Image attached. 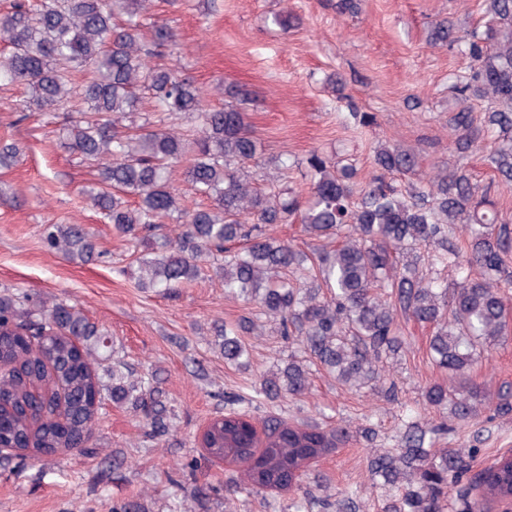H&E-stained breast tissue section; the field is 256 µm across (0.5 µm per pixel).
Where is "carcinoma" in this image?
I'll list each match as a JSON object with an SVG mask.
<instances>
[{
	"label": "carcinoma",
	"mask_w": 512,
	"mask_h": 512,
	"mask_svg": "<svg viewBox=\"0 0 512 512\" xmlns=\"http://www.w3.org/2000/svg\"><path fill=\"white\" fill-rule=\"evenodd\" d=\"M486 32L459 34L449 18L435 22L430 44L457 49L466 70L456 85L464 100L488 102L474 125L461 108L449 119L455 149L478 147L479 133L494 138L488 159L503 185H512V0H485ZM0 87H16L18 120L46 121L64 106L75 120L60 129L69 151L95 165L96 182L86 195L104 222L135 246L150 251L137 258L141 287L168 293L204 274L209 257L224 280V294L254 306L257 315L279 322L281 334L295 336L310 358L336 381L361 388L384 378V361L397 356L405 341L398 316L435 328L429 348L439 369L463 374L482 351L512 331L501 283H512L504 260L512 239L509 222L488 206L467 171L440 169L426 183L391 175L411 174L418 154L385 146L374 156L375 173L354 189L351 167L317 151L307 159L309 196L300 200L288 188V158L277 159L280 187H260L257 139L244 113L226 102L212 106L194 84L164 61L163 49L176 44L171 28L148 17L147 0H10L0 13ZM151 113L134 119L143 100ZM172 115L184 127L166 125ZM22 153L16 142H0V168ZM182 170L197 193L209 200L191 206L173 184ZM134 201H129V198ZM181 230L161 233L171 217ZM299 221L303 232L336 239L318 252V266L290 243L274 237L276 224ZM457 226L468 240L448 238ZM46 246L66 256L91 258L92 235L81 224H49ZM243 243L234 251L231 245ZM453 267V282L432 275V267ZM0 403L10 408L0 423V446L21 457L75 451L94 429L104 385L93 368L95 352L109 348V337L92 326L82 310L36 303L30 294L0 295ZM259 324L242 319L215 326L224 359L241 366L248 359L242 336ZM46 388L57 398L45 408L31 404V391ZM309 372L290 359L262 378L256 390L269 400L308 393ZM430 407L452 406L467 419L479 406L499 415L512 413V394L493 400L475 386L431 384L424 393ZM112 402L141 411L145 436L167 434V406L154 376L124 362L112 366ZM235 395L224 396L228 410L209 424L200 444L208 458L222 461L237 448L244 454L249 491L293 492L291 512H305L301 495L310 464L326 458L354 437L349 425L328 429L262 420L234 409ZM444 429L423 418L404 423L400 447L379 448L367 458L371 475L393 492L383 512H444L455 490L460 512H485L512 497V458L500 456L483 476L462 484L476 449L426 448L425 438ZM335 512H362L358 489L337 493Z\"/></svg>",
	"instance_id": "carcinoma-1"
}]
</instances>
